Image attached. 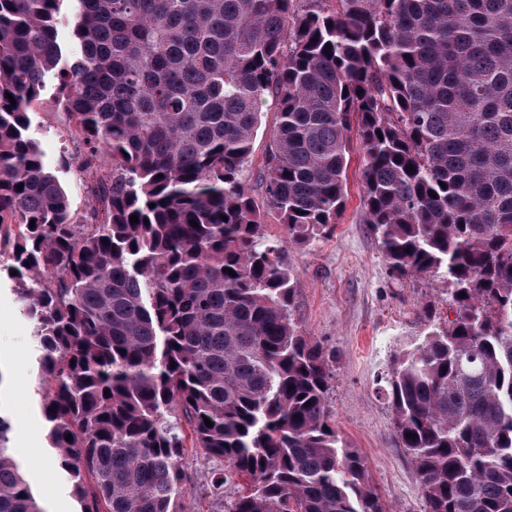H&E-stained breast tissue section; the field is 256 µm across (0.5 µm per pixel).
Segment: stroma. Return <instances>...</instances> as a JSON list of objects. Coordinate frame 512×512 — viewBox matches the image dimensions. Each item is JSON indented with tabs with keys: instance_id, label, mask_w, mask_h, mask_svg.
<instances>
[{
	"instance_id": "1",
	"label": "stroma",
	"mask_w": 512,
	"mask_h": 512,
	"mask_svg": "<svg viewBox=\"0 0 512 512\" xmlns=\"http://www.w3.org/2000/svg\"><path fill=\"white\" fill-rule=\"evenodd\" d=\"M56 85L55 76H47L29 110V135L63 184L70 211L78 219L87 207L88 186L71 159V124L58 102ZM276 120L275 108H264L243 173L265 231L273 238L283 236L284 230L266 208L263 172ZM362 165V150L352 144L345 205L332 235L292 252L297 278L294 318L304 334L335 354L328 393L332 423L364 457L387 512H424L419 480L395 437L382 388L394 357L421 339L422 307H429L436 325L444 326L448 283L438 277H397L389 272L364 220ZM10 263L9 254L0 255V413L11 422L13 453L43 512H79L69 478L48 439L37 380L40 351L34 324L15 301ZM180 466L186 484L181 512H226V500L211 495L209 487L221 462L187 447Z\"/></svg>"
}]
</instances>
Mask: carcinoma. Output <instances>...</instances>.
<instances>
[{"label": "carcinoma", "instance_id": "cac0c4a2", "mask_svg": "<svg viewBox=\"0 0 512 512\" xmlns=\"http://www.w3.org/2000/svg\"><path fill=\"white\" fill-rule=\"evenodd\" d=\"M60 2L0 0V244L80 512H178L187 446L245 483L228 512H386L292 311L289 252L336 223L353 132L388 269L450 286L386 379L425 512H512V0H75L70 61ZM50 72L80 222L28 135ZM269 104L275 239L242 181ZM11 430L0 512H41ZM73 8L74 5L71 1H63L59 5V13L57 15L59 36L67 49L69 59L78 53L77 46L70 41L69 36L70 21L73 15Z\"/></svg>", "mask_w": 512, "mask_h": 512}]
</instances>
